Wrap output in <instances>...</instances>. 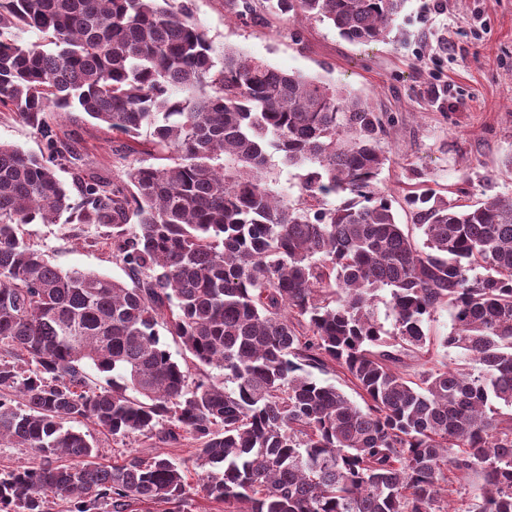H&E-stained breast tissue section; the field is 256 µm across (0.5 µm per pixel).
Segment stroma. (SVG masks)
<instances>
[{
    "label": "stroma",
    "instance_id": "1",
    "mask_svg": "<svg viewBox=\"0 0 512 512\" xmlns=\"http://www.w3.org/2000/svg\"><path fill=\"white\" fill-rule=\"evenodd\" d=\"M183 2L215 46L344 88L393 118L379 186L391 196L399 223H410L405 199L419 189L459 204L492 191L512 194L506 164L512 157V0H407L387 39L373 45L348 41L324 22L264 12L240 17L231 0ZM436 83L450 87L439 101L428 94ZM55 132L76 140L93 170L123 178L126 139L77 111L66 114ZM23 233L62 271L126 277L112 256L110 229L27 224ZM450 328L448 309H440L428 325V353L410 360L407 374H417L428 360L456 362L457 350L441 345ZM77 429L93 437L105 464L162 449L142 436L113 440L89 421Z\"/></svg>",
    "mask_w": 512,
    "mask_h": 512
}]
</instances>
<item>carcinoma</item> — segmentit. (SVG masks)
I'll use <instances>...</instances> for the list:
<instances>
[{"label":"carcinoma","instance_id":"1","mask_svg":"<svg viewBox=\"0 0 512 512\" xmlns=\"http://www.w3.org/2000/svg\"><path fill=\"white\" fill-rule=\"evenodd\" d=\"M261 2L371 44L406 0ZM2 109L46 153L0 144V446L43 459L0 476V512H48L51 494L68 512H188L185 466L103 464L83 420L171 447L191 435L224 512H512V195L412 193L417 244L378 186L383 114L217 48L174 0H0ZM72 110L149 131L166 163L87 172L50 127ZM275 154L303 168L293 202L268 180ZM63 217L112 229L128 281L63 272L24 240ZM444 305L458 360L413 382L406 359ZM162 328L224 382L192 377ZM307 366L338 368L364 406ZM455 483L468 491L450 509Z\"/></svg>","mask_w":512,"mask_h":512}]
</instances>
